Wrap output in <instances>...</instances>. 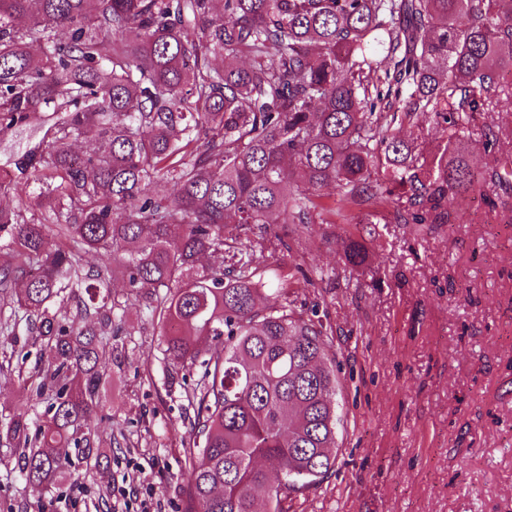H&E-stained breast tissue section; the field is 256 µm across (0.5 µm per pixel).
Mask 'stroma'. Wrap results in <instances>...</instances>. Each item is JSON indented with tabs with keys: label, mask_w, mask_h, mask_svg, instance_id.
<instances>
[{
	"label": "stroma",
	"mask_w": 512,
	"mask_h": 512,
	"mask_svg": "<svg viewBox=\"0 0 512 512\" xmlns=\"http://www.w3.org/2000/svg\"><path fill=\"white\" fill-rule=\"evenodd\" d=\"M35 119L0 136V171L42 141ZM512 158V107L477 114L462 150L485 171L484 131ZM499 196L489 209L485 196ZM313 213L262 231L267 276L294 312L323 326L336 351L341 424L336 465L292 494L290 512H512V184L484 185L450 224L370 225ZM363 242L364 264L346 257ZM112 340V381L88 425L108 457L55 487L27 484L0 445V512H181L187 393L202 368L168 361L144 304L130 302ZM0 343V415L29 393Z\"/></svg>",
	"instance_id": "obj_1"
}]
</instances>
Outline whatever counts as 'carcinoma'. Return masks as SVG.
Instances as JSON below:
<instances>
[{
  "instance_id": "carcinoma-1",
  "label": "carcinoma",
  "mask_w": 512,
  "mask_h": 512,
  "mask_svg": "<svg viewBox=\"0 0 512 512\" xmlns=\"http://www.w3.org/2000/svg\"><path fill=\"white\" fill-rule=\"evenodd\" d=\"M221 53L248 64L217 68ZM506 69L512 0H0V134L37 114L52 130L15 163L44 211L6 201L0 178V336L24 359L19 327L36 323L49 354L24 379L30 405L0 422L25 481L99 463L82 427L120 332L119 267L167 358L203 367L182 512H288V492L335 467L336 353L263 281L251 235L274 215L308 223L329 187L334 216L379 199L386 224L449 223L486 180L457 140L512 104ZM418 112L443 142L428 157L397 131ZM483 153L508 176L496 135ZM90 252L112 263L84 274Z\"/></svg>"
}]
</instances>
